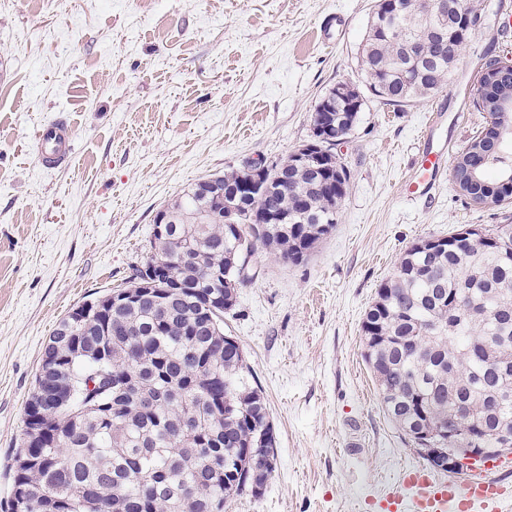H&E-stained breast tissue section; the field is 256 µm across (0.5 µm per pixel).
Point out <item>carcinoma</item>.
<instances>
[{"instance_id": "carcinoma-1", "label": "carcinoma", "mask_w": 512, "mask_h": 512, "mask_svg": "<svg viewBox=\"0 0 512 512\" xmlns=\"http://www.w3.org/2000/svg\"><path fill=\"white\" fill-rule=\"evenodd\" d=\"M375 0L361 66L384 105L412 106L439 91L466 37L459 19L441 26L433 0ZM325 97L340 130H353L360 91ZM499 140L481 131L467 144L478 171L509 196L512 104L488 113ZM288 183H254L229 208L196 185L163 208L169 234L130 285L98 298L99 311L53 330L27 400L13 458L7 512H224V503L273 472L275 437L261 391L248 381L240 344L224 336L244 270L259 248L305 260L333 230L350 171L281 163ZM247 180L241 168L207 186ZM161 262L152 282L143 269ZM364 358L389 419L418 448H494L512 430V224L461 228L407 247L380 282L361 325ZM106 359L108 395L98 406L63 405L70 381Z\"/></svg>"}]
</instances>
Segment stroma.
<instances>
[{
  "mask_svg": "<svg viewBox=\"0 0 512 512\" xmlns=\"http://www.w3.org/2000/svg\"><path fill=\"white\" fill-rule=\"evenodd\" d=\"M486 23L450 83L397 111L366 100L337 152L351 173L338 223L306 260L257 250L224 332L243 348L276 437L260 496L224 512H368L415 445L385 415L361 323L406 247L503 223L512 203L465 204L450 179L431 203L401 188L431 108L456 116L449 156L483 124L485 57L512 65V0H478ZM373 0H0V512L12 492L25 403L57 323L150 258L157 212L248 157L278 163L312 135L320 98L363 88L357 61ZM344 15L336 27V15ZM64 116L69 166L43 169L35 131Z\"/></svg>",
  "mask_w": 512,
  "mask_h": 512,
  "instance_id": "stroma-1",
  "label": "stroma"
}]
</instances>
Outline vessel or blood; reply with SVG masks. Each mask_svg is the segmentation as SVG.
<instances>
[{
    "mask_svg": "<svg viewBox=\"0 0 512 512\" xmlns=\"http://www.w3.org/2000/svg\"><path fill=\"white\" fill-rule=\"evenodd\" d=\"M438 122L429 119L423 143L412 160V176L405 195L414 200L430 194L446 168L445 146L439 143ZM74 134L69 122L55 119L36 133V158L41 167L67 166L74 155ZM512 471V457L498 458L492 467L475 465L464 481L436 476L424 465H412L399 473V486L374 504L375 512H501L503 499H512V486L503 480Z\"/></svg>",
    "mask_w": 512,
    "mask_h": 512,
    "instance_id": "1",
    "label": "vessel or blood"
}]
</instances>
